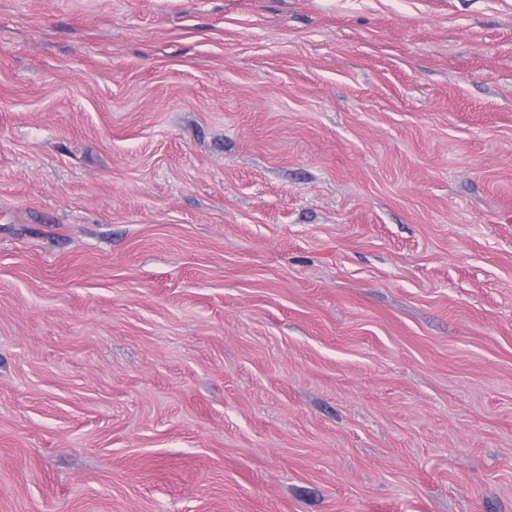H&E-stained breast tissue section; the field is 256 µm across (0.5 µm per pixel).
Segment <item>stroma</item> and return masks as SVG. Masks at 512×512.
<instances>
[{"instance_id":"35a3bbf8","label":"stroma","mask_w":512,"mask_h":512,"mask_svg":"<svg viewBox=\"0 0 512 512\" xmlns=\"http://www.w3.org/2000/svg\"><path fill=\"white\" fill-rule=\"evenodd\" d=\"M512 512V0H0V512Z\"/></svg>"}]
</instances>
